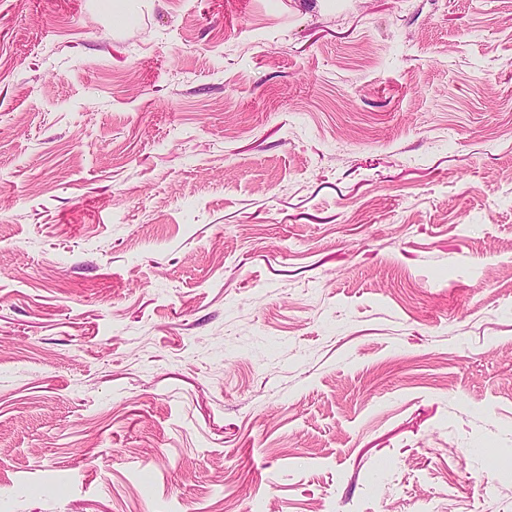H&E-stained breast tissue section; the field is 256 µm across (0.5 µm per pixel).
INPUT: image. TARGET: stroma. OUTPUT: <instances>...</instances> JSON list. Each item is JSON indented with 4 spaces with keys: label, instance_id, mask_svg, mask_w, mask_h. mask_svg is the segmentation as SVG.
Listing matches in <instances>:
<instances>
[{
    "label": "stroma",
    "instance_id": "1",
    "mask_svg": "<svg viewBox=\"0 0 512 512\" xmlns=\"http://www.w3.org/2000/svg\"><path fill=\"white\" fill-rule=\"evenodd\" d=\"M512 512V0H0V512Z\"/></svg>",
    "mask_w": 512,
    "mask_h": 512
}]
</instances>
